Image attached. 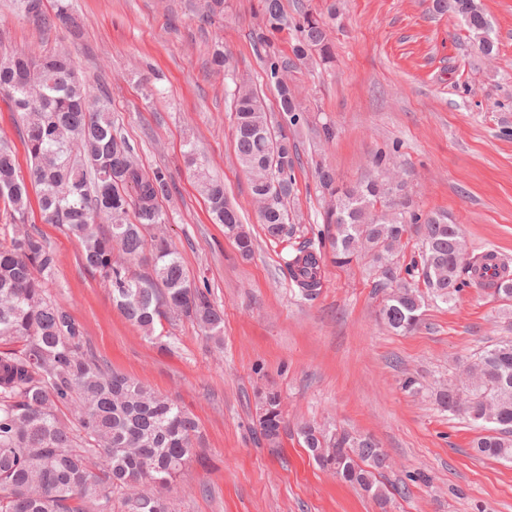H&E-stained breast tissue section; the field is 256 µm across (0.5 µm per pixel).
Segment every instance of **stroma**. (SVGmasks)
<instances>
[{
	"mask_svg": "<svg viewBox=\"0 0 512 512\" xmlns=\"http://www.w3.org/2000/svg\"><path fill=\"white\" fill-rule=\"evenodd\" d=\"M477 2L495 44L490 58L461 16L436 10L434 0H282L290 15L300 4L336 7L331 61L295 74L305 110L288 132L301 159L288 208L305 236L323 228L316 165L349 184L380 154L404 175L416 209L446 213L461 227L468 253L512 257V0ZM69 3L76 26L43 33L0 0V45L66 48L91 88L107 89L143 166L170 174V240L224 310L222 344L181 319L163 350L113 306L62 228L30 219L58 257L48 293L82 324L97 358L198 422L201 445L173 484L174 512H512V461L475 455L479 428L441 411L434 397L486 346L512 336V299L479 288L448 304L430 298L416 329L395 333L380 319L388 290L369 260L325 261L318 297L304 300L284 270L288 243L262 230L234 152L230 92L244 80L275 105L263 61L290 55L294 31L254 46L259 0H227L223 17L210 21L198 0ZM218 42L232 56L228 78L206 65ZM188 141L194 168L183 156ZM201 170L223 181L255 239L251 257L212 222ZM409 376L422 383L420 394L402 389ZM266 388L279 393L287 422L274 448L258 425L256 392ZM305 420L373 436L390 460L382 483L407 485L408 495L384 510L319 469L297 434Z\"/></svg>",
	"mask_w": 512,
	"mask_h": 512,
	"instance_id": "stroma-1",
	"label": "stroma"
}]
</instances>
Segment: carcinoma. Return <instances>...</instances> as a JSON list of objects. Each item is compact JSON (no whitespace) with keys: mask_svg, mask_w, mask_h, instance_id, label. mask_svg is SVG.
Masks as SVG:
<instances>
[{"mask_svg":"<svg viewBox=\"0 0 512 512\" xmlns=\"http://www.w3.org/2000/svg\"><path fill=\"white\" fill-rule=\"evenodd\" d=\"M22 20L41 31L68 20L60 5L49 13L43 0H15ZM261 26L254 38L291 28L294 59L265 60L280 117L245 83L232 93L233 140L265 235L293 238L287 209L299 154L283 123L300 120L298 90L288 75L312 54H331L322 14L284 12L281 0H261ZM453 9L489 55L494 42L475 0H436ZM0 91L21 121L29 180L17 173L11 144L0 139V204L8 218L0 234V512H115L112 494L123 491L121 512H171L168 492L195 455L198 423L183 407L140 381L104 367L85 345L80 324L52 301L47 286L57 255L28 224V183L39 187L43 220L62 226L81 248L83 265L99 273L121 313L149 339L164 336V322L184 317L211 338L222 335L224 312L208 287L193 283L166 234L161 202L169 197L167 171L143 167L137 148L112 120L111 101L93 96L65 52L39 58L0 52ZM276 130L280 152L271 166L267 138ZM328 199L323 223L335 262L371 254L382 284L391 288L381 309L384 323L410 332L419 323L426 295L450 303L477 279L488 277L491 293L512 297V263L488 250L468 255L457 224L440 214L410 209L406 186L392 176L340 186L335 173L316 171ZM200 192L212 220L224 225L238 251L253 249L249 232L229 203L224 183L201 174ZM419 225L421 262L396 280L393 257L409 225ZM324 255L310 239L298 243L284 267L299 296L312 300L322 287ZM463 388L436 395L440 409L474 424H490L472 448L483 457L512 460V338L482 350L463 371ZM260 434L279 444L284 419L278 394L260 396ZM298 433L315 463L372 496L383 509L391 497L377 479L387 454L368 436L332 432L314 423Z\"/></svg>","mask_w":512,"mask_h":512,"instance_id":"1","label":"carcinoma"}]
</instances>
